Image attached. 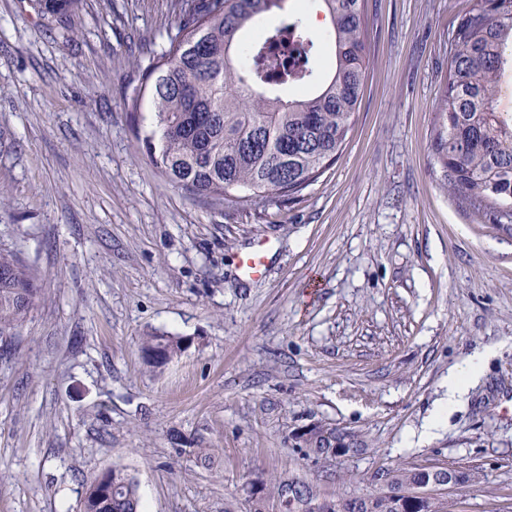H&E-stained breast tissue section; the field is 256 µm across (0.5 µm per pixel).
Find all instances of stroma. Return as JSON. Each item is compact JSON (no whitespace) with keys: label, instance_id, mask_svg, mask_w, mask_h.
I'll return each mask as SVG.
<instances>
[{"label":"stroma","instance_id":"1","mask_svg":"<svg viewBox=\"0 0 512 512\" xmlns=\"http://www.w3.org/2000/svg\"><path fill=\"white\" fill-rule=\"evenodd\" d=\"M471 0H365L367 80L335 162L293 198L189 197L144 145L139 90L175 0H0V248L38 275L0 348V512H76L121 467L142 512H246L257 477L327 496L373 472L473 471L448 512H512V230L434 165L448 29ZM269 239L262 274L239 257ZM191 345L162 368L143 336ZM479 376L437 429L448 374ZM363 446L312 460L300 430ZM211 449L209 461L197 451Z\"/></svg>","mask_w":512,"mask_h":512}]
</instances>
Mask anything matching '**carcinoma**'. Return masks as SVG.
Returning a JSON list of instances; mask_svg holds the SVG:
<instances>
[{"label": "carcinoma", "mask_w": 512, "mask_h": 512, "mask_svg": "<svg viewBox=\"0 0 512 512\" xmlns=\"http://www.w3.org/2000/svg\"><path fill=\"white\" fill-rule=\"evenodd\" d=\"M76 0H36L38 12L63 16ZM179 36L152 66L149 87L159 144L145 138L166 180L190 195L235 203L292 197L335 160L358 111L366 78L363 0H323L333 22L325 56L302 24L259 29L242 47L241 32L282 0H179ZM449 31L448 79L437 110L432 143L448 191L468 201L491 224L512 229V115L495 108L501 73L512 68V0H487L459 15ZM324 58V75L316 63ZM292 87L288 100L271 93ZM288 158L281 161L283 149ZM40 294L36 275L11 250L0 248V337L10 336ZM147 364L159 368L185 351L184 337L152 332L143 338ZM336 430L321 428L307 441V455L328 457ZM395 482L420 481L419 468L391 470ZM258 477L247 512H267L274 498L281 512H309L317 485ZM109 491L108 502L101 493ZM360 502L358 512H422L410 497L384 492L339 496ZM80 512H141L133 477L107 471L82 495Z\"/></svg>", "instance_id": "1"}]
</instances>
